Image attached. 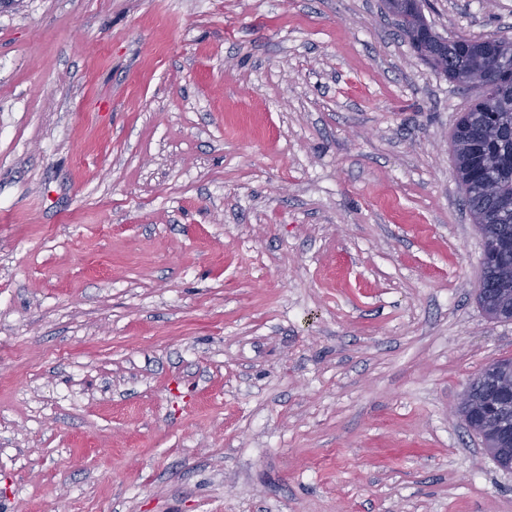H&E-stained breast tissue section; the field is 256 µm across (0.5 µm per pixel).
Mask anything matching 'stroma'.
Wrapping results in <instances>:
<instances>
[{
	"label": "stroma",
	"mask_w": 512,
	"mask_h": 512,
	"mask_svg": "<svg viewBox=\"0 0 512 512\" xmlns=\"http://www.w3.org/2000/svg\"><path fill=\"white\" fill-rule=\"evenodd\" d=\"M512 40V0H426ZM383 0L0 9V512H512V322Z\"/></svg>",
	"instance_id": "1"
}]
</instances>
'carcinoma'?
<instances>
[{"instance_id": "1", "label": "carcinoma", "mask_w": 512, "mask_h": 512, "mask_svg": "<svg viewBox=\"0 0 512 512\" xmlns=\"http://www.w3.org/2000/svg\"><path fill=\"white\" fill-rule=\"evenodd\" d=\"M395 15L402 37L436 71L464 87L478 71L492 81L491 94L478 95L456 119L451 151L460 189L485 241L482 279L490 291L477 301L490 318L502 321L499 311L512 306V278H502L512 267V42L497 36L442 41L426 23L420 0H405ZM481 436L486 447L512 457V439L492 430Z\"/></svg>"}]
</instances>
